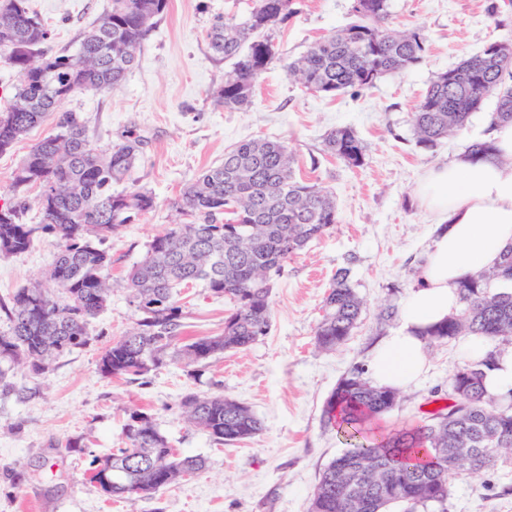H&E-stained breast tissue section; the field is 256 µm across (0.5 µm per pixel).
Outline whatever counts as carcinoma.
Listing matches in <instances>:
<instances>
[{
	"instance_id": "obj_1",
	"label": "carcinoma",
	"mask_w": 512,
	"mask_h": 512,
	"mask_svg": "<svg viewBox=\"0 0 512 512\" xmlns=\"http://www.w3.org/2000/svg\"><path fill=\"white\" fill-rule=\"evenodd\" d=\"M300 0H255L242 19L219 16L206 32L210 49L232 69L216 92L227 112L251 103L257 82L280 59L272 31L299 12ZM169 0H112L110 9L86 31L77 53L46 49L49 30L30 12L28 0H0V54L19 74L15 103L0 112V154L29 130L54 117L53 131L38 141L15 171L9 191L14 201L0 208V254L27 251L53 235L59 250L47 284L20 288L11 305L0 308L9 321L0 333V361L27 364L35 375L50 361L86 346L89 319L102 313L112 292V257L105 244L123 225L156 206L154 195L136 185L118 190L142 155L143 139L129 133L100 151L85 122L63 109L79 91L110 90L122 83L155 18ZM351 22L315 42L285 64L289 77L325 97L360 94L381 77L419 64L426 52L420 30L387 28L391 0H352ZM495 96L491 124L512 121V40H496L482 52L440 73L415 106L417 143L426 149L460 131L485 98ZM323 152L350 169L365 164L357 132L340 127L324 138ZM473 161L494 156L487 140L471 143ZM40 188L41 219L23 222L29 208L26 188ZM173 206L184 224H171L147 245L125 280L135 326L105 347L99 370L137 381L167 358L205 364L227 351L245 350L267 336L272 322L274 278L289 259L338 223L332 194L296 177L294 158L280 141L253 139L224 152ZM201 285L230 301L222 333L182 340L181 289ZM460 308L424 332L425 348L462 337L512 344V246L500 262L462 281ZM363 302L350 269L336 270L323 299L315 344L334 350L355 328ZM499 352L489 349L459 368L449 382L451 403L411 427L374 434L367 425L392 412L399 391L377 387L355 368L343 376L324 403L325 426L354 444L319 474L309 512H447L449 482L461 471L478 476L500 459L512 457V393H486L485 378ZM186 422L219 445L241 443L263 430L257 415L220 392L189 391L180 401ZM128 443L101 457L90 469L112 470L116 485L108 495L136 500L147 485L153 497L199 472L204 461L175 452L152 415L126 409Z\"/></svg>"
}]
</instances>
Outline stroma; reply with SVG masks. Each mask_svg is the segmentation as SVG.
<instances>
[{"mask_svg":"<svg viewBox=\"0 0 512 512\" xmlns=\"http://www.w3.org/2000/svg\"><path fill=\"white\" fill-rule=\"evenodd\" d=\"M492 1L501 9L500 20L487 13ZM29 2L52 33L47 48L53 53L76 52L83 33L111 6V0ZM251 5V0H170L121 85L86 90L64 104L84 119L100 149H111L130 132L142 137L143 154L130 180L151 191L156 206L106 244L112 295L87 325L88 345L55 359L42 375L9 365V381L27 397L0 402V512H308L320 470L348 449L324 427V402L344 374L368 366L374 342L396 329L393 321L379 324L378 313L386 305H402L436 230L415 189L427 170L463 156L466 146L484 138L495 101L486 99L458 134L432 149L416 142L414 107L438 73L492 41L512 39V0H392L390 29H419L427 38L422 62L383 77L369 91L334 99L307 92L288 77L284 64L345 26L351 0H302L300 13L273 33L282 61L263 74L246 111L227 112L213 94L230 65L209 48L206 32L216 16H241ZM341 126L355 128L363 140L364 167L347 168L323 153L324 137ZM51 129L43 123L0 154V206L11 200L15 169ZM258 137L286 142L297 175L329 190L338 211L332 232L311 242L276 277L268 336L206 365H164L143 385L104 376L98 368L101 352L137 319L122 279L154 236L184 223L173 205L183 188L223 159L225 149ZM56 252V238L47 236L24 253L0 256V302L10 303L19 288L43 279ZM340 267L349 268L364 312L345 343L322 351L314 332ZM183 303L187 335L223 331L227 300L196 287L184 291ZM427 357L426 375L401 390L384 426H409L448 405L449 378L464 362L461 344L431 348ZM189 389L223 390L263 420V431L241 444H216L182 419L180 398ZM132 406L152 415L177 452L206 461L199 474L133 503L92 486L89 455L66 446L79 437L89 454L99 456L124 447V410ZM15 464L24 472L18 486L5 472ZM447 507L448 512H512V460L477 477L457 474Z\"/></svg>","mask_w":512,"mask_h":512,"instance_id":"stroma-1","label":"stroma"}]
</instances>
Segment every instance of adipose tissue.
<instances>
[{
    "label": "adipose tissue",
    "mask_w": 512,
    "mask_h": 512,
    "mask_svg": "<svg viewBox=\"0 0 512 512\" xmlns=\"http://www.w3.org/2000/svg\"><path fill=\"white\" fill-rule=\"evenodd\" d=\"M486 138L496 158L457 159L428 171L417 186L437 230L398 329L374 351L370 372L377 386L400 389L420 379L427 367L421 331L455 311L461 280L494 267L512 245V123L494 126Z\"/></svg>",
    "instance_id": "obj_1"
}]
</instances>
